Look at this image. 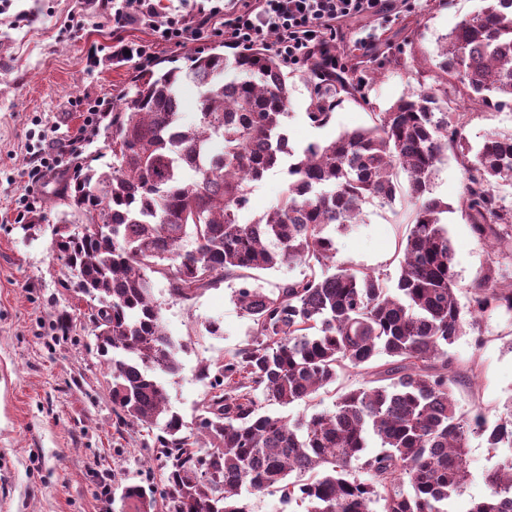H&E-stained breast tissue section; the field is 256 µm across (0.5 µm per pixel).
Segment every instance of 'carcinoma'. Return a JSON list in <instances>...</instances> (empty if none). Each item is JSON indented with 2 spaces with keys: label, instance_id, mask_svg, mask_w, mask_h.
<instances>
[{
  "label": "carcinoma",
  "instance_id": "1",
  "mask_svg": "<svg viewBox=\"0 0 512 512\" xmlns=\"http://www.w3.org/2000/svg\"><path fill=\"white\" fill-rule=\"evenodd\" d=\"M285 68L255 46L231 55L214 47L183 67L140 71L112 111V162H82L56 193L58 259L89 297L118 419L151 438L162 469L160 484L124 488L122 512H251L250 496L273 491L285 505L308 503L307 512H450L470 476L469 435L512 449V406L495 420L480 406L458 411L448 353L484 314L512 315L503 269L512 208L499 191L512 185V134L490 132L474 150L467 113L448 111L450 83L475 105L512 104V0H483L441 45L434 81L374 113L372 126L298 150L286 131ZM356 70L324 73L306 113L312 125L331 122L329 103L342 92L367 104ZM186 80L198 89L189 125L180 122ZM214 141L222 153L212 152ZM450 151L471 228L498 254L464 306L442 220L450 206L432 195ZM277 167L288 177L284 195L260 219L242 221L253 184ZM403 174L411 212L396 280L336 262L335 234L361 223L365 204L393 202ZM285 264L303 271L269 292L256 284V272ZM156 275L182 301L232 281L250 321L244 346L200 367L210 394L192 428L160 381L181 371L184 346L164 327ZM381 354L390 361L376 364ZM348 368L373 386L292 421L263 410L307 403ZM355 461L367 478L356 476ZM484 482L488 495L463 512H512V454Z\"/></svg>",
  "mask_w": 512,
  "mask_h": 512
}]
</instances>
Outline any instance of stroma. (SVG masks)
Masks as SVG:
<instances>
[{
	"instance_id": "1",
	"label": "stroma",
	"mask_w": 512,
	"mask_h": 512,
	"mask_svg": "<svg viewBox=\"0 0 512 512\" xmlns=\"http://www.w3.org/2000/svg\"><path fill=\"white\" fill-rule=\"evenodd\" d=\"M481 0H395L386 14L341 25L337 47L373 52L356 78L367 106L337 103L331 122L310 124L314 82L305 64L289 65L291 101L288 138L293 148L327 141L340 131L371 125L373 115L393 104L417 82L412 69L426 67L446 36L474 15ZM126 42L148 46L153 61L206 51L224 42L211 32L195 42L172 47L149 25L127 28ZM137 59L112 56V17L96 0H8L0 5V512H121L124 486L158 483L159 475L139 427L117 431L112 376L95 348L91 310L53 248L52 224L59 214L50 203L76 164L62 156L54 177L30 188L27 161L33 153L80 132L81 102L108 99L119 105L140 71ZM465 136L479 146L492 131L512 133V108L473 109ZM462 174L447 156L434 179L433 194L451 204L443 221L458 272L467 289L491 257L459 208ZM287 188L281 169L270 171L251 196L244 221L263 216ZM28 196L34 208L19 214L15 201ZM410 209L406 194L382 205L365 204L363 223L336 236V259L349 266L397 271L396 248L406 232ZM234 284L223 281L189 302L171 298L156 279L154 299L169 336L184 344L182 369L166 379L172 407L193 423L208 393L199 378L202 363L217 362L246 344L250 322L233 298ZM69 314V330L58 319ZM221 322L213 335L210 322ZM457 372L465 379L453 388L461 410L479 405L489 416L504 412L512 400V317L490 313L479 331L450 346ZM364 375L344 372L319 391L310 404L269 406L277 416L294 419L332 408L338 395L360 387ZM470 480L456 508L480 499L488 489L483 472L504 456L485 437H470Z\"/></svg>"
}]
</instances>
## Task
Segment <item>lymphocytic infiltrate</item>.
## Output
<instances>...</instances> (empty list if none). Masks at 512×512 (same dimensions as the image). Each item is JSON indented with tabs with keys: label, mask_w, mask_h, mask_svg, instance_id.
Returning a JSON list of instances; mask_svg holds the SVG:
<instances>
[{
	"label": "lymphocytic infiltrate",
	"mask_w": 512,
	"mask_h": 512,
	"mask_svg": "<svg viewBox=\"0 0 512 512\" xmlns=\"http://www.w3.org/2000/svg\"><path fill=\"white\" fill-rule=\"evenodd\" d=\"M232 14L213 5L207 18L190 24L175 18L156 21L153 0H138L136 12L116 9L112 13V30L117 38L112 47L116 57L132 52L140 61H150L145 47H128L121 33L135 22L151 24L160 40L182 46L201 38L211 18L224 19V39L235 45L263 42L274 38L275 47L284 60L298 63L320 56L325 67L337 64L336 31L350 19L372 18L390 10L392 0H238Z\"/></svg>",
	"instance_id": "f902f5d3"
}]
</instances>
